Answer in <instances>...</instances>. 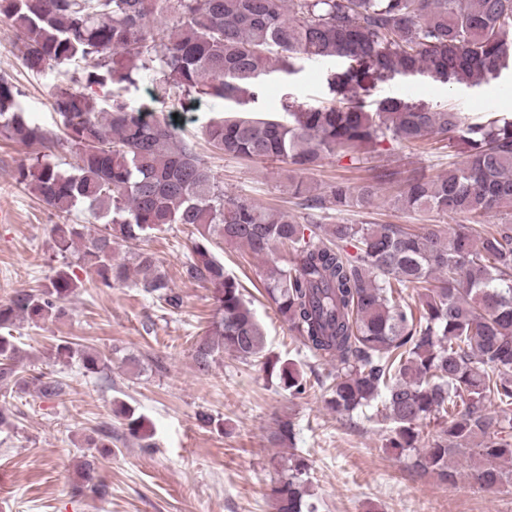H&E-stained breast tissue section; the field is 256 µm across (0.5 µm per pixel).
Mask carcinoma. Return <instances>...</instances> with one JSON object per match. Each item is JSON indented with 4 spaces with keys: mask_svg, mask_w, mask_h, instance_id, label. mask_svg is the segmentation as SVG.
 <instances>
[{
    "mask_svg": "<svg viewBox=\"0 0 512 512\" xmlns=\"http://www.w3.org/2000/svg\"><path fill=\"white\" fill-rule=\"evenodd\" d=\"M19 33L28 70L61 65L53 108L63 134L27 118L18 89L0 76V135L19 145L70 148L62 170L38 153L14 170L61 222L52 241L63 264L48 285L14 291L0 302V390L33 382L57 397L64 383L17 367L12 329L63 314L83 286L78 268L99 286L133 284L171 308L181 299L155 255L136 245L174 224L191 230L187 280L212 292L214 313L195 342L200 372L232 352L262 360L293 394L307 391L304 370L265 353L266 337L241 284L213 252L238 245L265 259L281 246L287 262L267 263L265 292L288 330L326 374L329 407L350 417L365 408L389 426L388 447L408 453L413 471L454 481L459 459L485 490L512 485V222L484 224L512 209V115L477 121L400 97H375L395 74L427 72L449 84H477L512 58V0H0V18ZM343 59L329 78L333 100L311 106L285 99L282 119L247 111L210 119L200 134L215 152L251 161L280 159L303 216L224 192L193 139H176L157 105L189 112L205 99L244 102L273 69L298 61ZM148 79L150 100L137 108L114 92ZM436 140L457 157L435 177L373 165L383 145L399 150ZM327 158L371 174L319 192L304 180ZM398 210L467 214L472 224H342L336 215L368 209L384 187ZM81 208L102 221L95 234L64 218ZM54 358L85 374L109 369L111 355L68 340ZM127 433L151 436L145 415L117 410ZM439 430L420 447L421 427ZM271 489L275 512H318L309 501L307 464L294 453ZM82 485L107 494L98 466L80 467Z\"/></svg>",
    "mask_w": 512,
    "mask_h": 512,
    "instance_id": "obj_1",
    "label": "carcinoma"
}]
</instances>
